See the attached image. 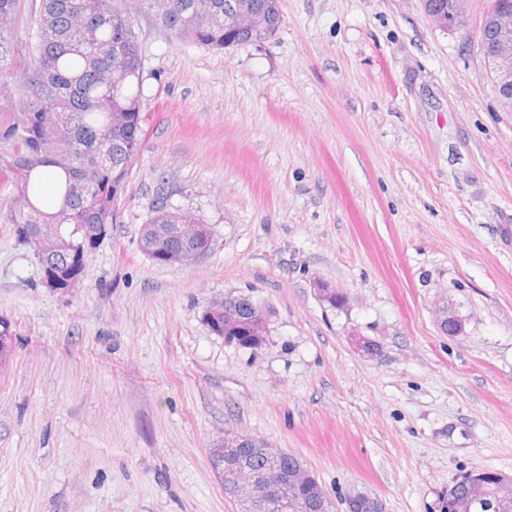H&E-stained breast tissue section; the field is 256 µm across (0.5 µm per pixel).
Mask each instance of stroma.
I'll return each mask as SVG.
<instances>
[{"mask_svg": "<svg viewBox=\"0 0 512 512\" xmlns=\"http://www.w3.org/2000/svg\"><path fill=\"white\" fill-rule=\"evenodd\" d=\"M142 49L141 148L77 288L46 286L0 219V512H236L225 430L301 458L335 505L437 512L512 475V108L480 51L493 0L435 28L423 0H281L263 43L179 40L118 0ZM19 0L0 109L30 61ZM200 218L189 267L138 242L158 199ZM343 293L332 307L325 289ZM246 296L263 342L207 307ZM458 312L462 335L438 328Z\"/></svg>", "mask_w": 512, "mask_h": 512, "instance_id": "1", "label": "stroma"}]
</instances>
